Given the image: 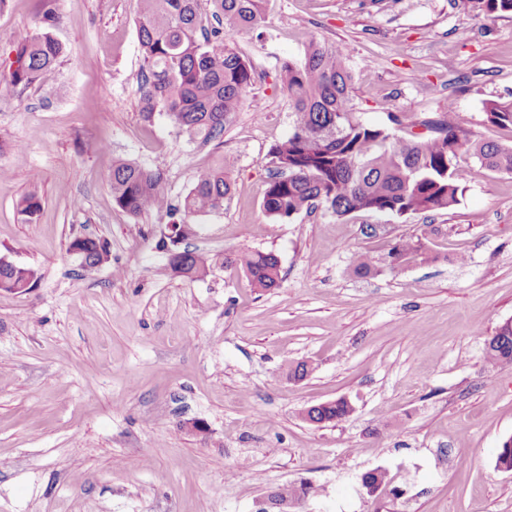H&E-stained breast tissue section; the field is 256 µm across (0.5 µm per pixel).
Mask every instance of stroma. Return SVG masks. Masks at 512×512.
I'll use <instances>...</instances> for the list:
<instances>
[{"label":"stroma","mask_w":512,"mask_h":512,"mask_svg":"<svg viewBox=\"0 0 512 512\" xmlns=\"http://www.w3.org/2000/svg\"><path fill=\"white\" fill-rule=\"evenodd\" d=\"M63 45L45 87L11 84L13 32L45 13ZM262 114L241 107L221 141L140 111L135 0H0V258L33 268L0 290V512H512V366L484 344L512 320V174L471 167L458 205L397 216L326 207L278 220L262 201L269 151L292 130L280 63L313 40L349 48L354 110L392 134L455 105L469 138L512 144L485 104L512 100V13L484 0H267L261 32L235 35ZM400 116L394 124L392 116ZM118 161L161 171L171 203L221 165L222 210L130 216L112 199ZM36 195L32 220L18 211ZM177 247L211 265L171 273ZM376 232L365 236L364 225ZM423 236L435 256L390 265ZM103 243L86 270L74 238ZM274 253L278 287L253 288L219 257ZM366 254L376 274L361 278ZM314 366L304 379L297 362ZM352 413L311 424L309 406ZM383 470L386 485L365 486ZM352 411L351 404L346 399L339 398L333 401V403L317 410L315 418L321 422L331 423L347 417Z\"/></svg>","instance_id":"obj_1"}]
</instances>
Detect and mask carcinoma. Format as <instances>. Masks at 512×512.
Masks as SVG:
<instances>
[{
  "label": "carcinoma",
  "instance_id": "cac0c4a2",
  "mask_svg": "<svg viewBox=\"0 0 512 512\" xmlns=\"http://www.w3.org/2000/svg\"><path fill=\"white\" fill-rule=\"evenodd\" d=\"M207 2L209 17L201 11V0H136L141 112L148 117L164 112L177 128L206 142L221 138L231 115L248 102L254 70L233 37L262 26L265 0ZM55 25L56 17L46 13L38 31L13 40L12 83L40 87L53 79L63 53L52 34ZM347 59L346 47L312 41L301 60L281 64L293 130L270 150L277 173L262 202L268 215L290 219L319 203L338 216L447 210L458 204L465 189L468 168L460 164L464 154L482 169L512 174V146L469 139L454 119L451 103L439 118L419 121L434 132L431 137H398L385 127L366 124L353 111ZM486 109L490 122L512 127V101H489ZM108 182L116 205L131 216L171 207L157 171L119 162ZM231 190L224 166L209 169L197 177L180 209L186 217L220 210ZM71 249L80 250L81 265L89 270L106 253L91 238L74 240ZM388 258L401 265L425 261L429 254L421 239L403 237ZM235 262L254 287L278 286L280 265L274 254L247 252ZM169 267L187 278L202 272L189 250L171 258ZM19 287L21 276L0 265V290ZM485 357L492 364L512 365V323L486 340ZM352 411L339 398L317 410L315 418L331 423Z\"/></svg>",
  "mask_w": 512,
  "mask_h": 512
}]
</instances>
